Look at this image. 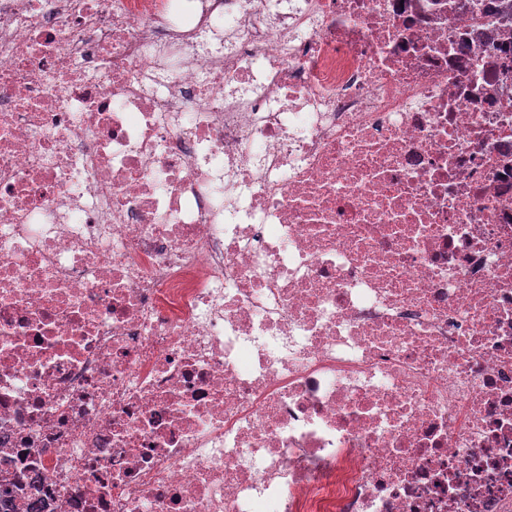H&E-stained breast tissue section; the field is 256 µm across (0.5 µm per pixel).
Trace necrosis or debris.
I'll return each mask as SVG.
<instances>
[{
  "instance_id": "obj_1",
  "label": "necrosis or debris",
  "mask_w": 512,
  "mask_h": 512,
  "mask_svg": "<svg viewBox=\"0 0 512 512\" xmlns=\"http://www.w3.org/2000/svg\"><path fill=\"white\" fill-rule=\"evenodd\" d=\"M512 0H0L18 512H512Z\"/></svg>"
}]
</instances>
